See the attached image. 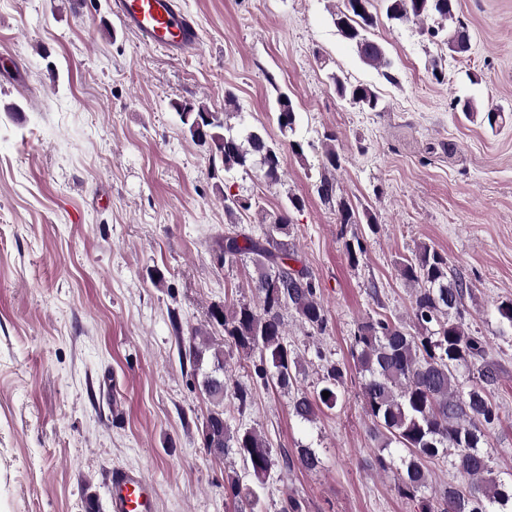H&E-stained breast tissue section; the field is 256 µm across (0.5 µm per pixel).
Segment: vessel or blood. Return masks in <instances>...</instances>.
I'll use <instances>...</instances> for the list:
<instances>
[{"instance_id":"vessel-or-blood-1","label":"vessel or blood","mask_w":512,"mask_h":512,"mask_svg":"<svg viewBox=\"0 0 512 512\" xmlns=\"http://www.w3.org/2000/svg\"><path fill=\"white\" fill-rule=\"evenodd\" d=\"M109 9L145 44L179 58L197 51L198 26L181 0H109ZM113 512H154L153 487L140 471H112Z\"/></svg>"}]
</instances>
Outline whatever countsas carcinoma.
Masks as SVG:
<instances>
[{
  "instance_id": "cac0c4a2",
  "label": "carcinoma",
  "mask_w": 512,
  "mask_h": 512,
  "mask_svg": "<svg viewBox=\"0 0 512 512\" xmlns=\"http://www.w3.org/2000/svg\"><path fill=\"white\" fill-rule=\"evenodd\" d=\"M373 0H345V9L333 13L338 33L351 43L360 60L376 69L389 83L397 82L393 62L384 47L369 37L376 25ZM390 20L424 24L436 23L426 32L444 41L455 53L468 50L467 24L455 16L454 0H383ZM336 93L359 109L382 110V98L371 87L352 84L335 72L328 74ZM175 110L191 138L208 146L212 167L230 174L259 164L263 178L281 181L284 149L303 153L300 142L289 139L298 117L290 97L277 98V125L282 140L276 141L265 131L234 130L227 116L239 112L232 94L224 95V111L213 112L205 104L177 103ZM318 192L323 200L336 202L340 223H359L358 211L346 200L336 199V182L321 178ZM304 200L291 195L284 211L269 217L263 235L244 232L224 236V263L245 259L256 269L251 282L256 302L215 305L209 320L221 328L224 339L247 355L258 354L252 361L255 382L271 383L283 390L297 382V353L288 347L285 315L295 313L301 323L317 334L327 328V314L319 299L320 287L310 271L292 263L298 261L288 244L276 239L289 235L290 212L301 211ZM251 208V202L237 194L224 193V211L233 215ZM399 275L415 286L411 306L412 329L387 317L360 322L352 339V357L362 378V402L365 415L383 437V447L391 444L404 451L400 456L402 476L399 495L418 502L419 512H507L512 508V483L493 476L491 455L483 449L486 433L500 422V407L491 389L499 382L496 364L489 359L488 346L481 336L465 330L464 298L469 286L460 279L448 278V259L429 245L419 247L415 258L401 264ZM211 351V364L224 362L221 345L200 337L189 347L194 370L200 372L199 389L214 404L201 430L202 445L209 455L233 452L242 458L245 476L225 478V493L248 508L261 512L260 493L265 489L276 465L273 450L254 427L234 430L224 418V396L245 406L252 398L249 388L230 382L224 373L202 369L204 354ZM465 366L477 373L465 386L459 382L457 369ZM322 391L300 392L290 400L293 415L302 422H312L321 407L333 408L344 370L335 363L324 366ZM329 392L323 397V392ZM450 459V468L466 479L467 487L444 485L429 491V473L425 463ZM296 464L307 471L322 468L323 460L315 449L301 446Z\"/></svg>"
}]
</instances>
